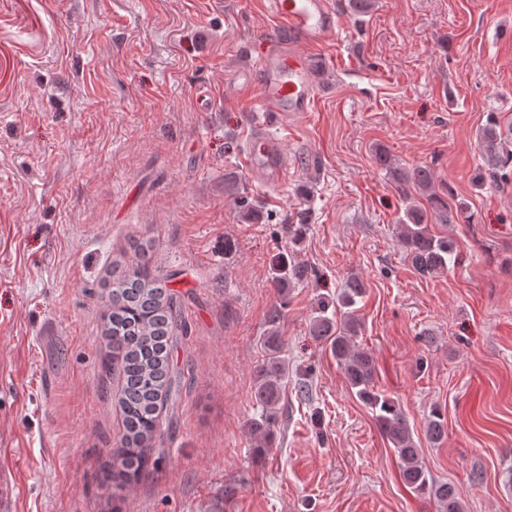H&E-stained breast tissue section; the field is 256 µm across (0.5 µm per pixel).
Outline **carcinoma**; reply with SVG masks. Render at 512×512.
<instances>
[{"label": "carcinoma", "instance_id": "carcinoma-1", "mask_svg": "<svg viewBox=\"0 0 512 512\" xmlns=\"http://www.w3.org/2000/svg\"><path fill=\"white\" fill-rule=\"evenodd\" d=\"M479 140L484 159L479 182H497L511 174L512 132H503L495 113L488 114ZM374 157L404 197L405 209L396 230L412 268L425 278L447 273L449 265L456 264L460 254L452 238L434 233L431 227L470 222L467 207L448 200L447 195L436 190L428 167L408 171L395 167L388 152L380 147L376 148ZM417 195L426 200V207L415 204ZM307 275V268L291 253L277 254L271 265V281L283 295ZM365 294L363 280L351 276L336 297L319 298L310 321V334L329 342L350 390L372 411L399 461L404 486L416 495L432 497L439 512H462L459 490L453 484L433 479L420 442L415 439L414 430L399 404L377 387L373 357L356 345L361 329L358 303ZM107 307L112 361L117 364L122 380L118 405L123 432L119 446L113 449L112 468L102 473L101 483L120 489L145 472L149 463L146 449L154 447L162 436L159 411L175 393L170 354L178 319L174 293L152 273L145 258L113 278ZM282 318L281 307H273L264 340L266 358L256 371L255 413L246 422L254 451L259 455L269 448L278 427L281 385L288 375V361L280 336ZM445 425L441 408L432 407L424 425L426 439L439 443L445 435Z\"/></svg>", "mask_w": 512, "mask_h": 512}]
</instances>
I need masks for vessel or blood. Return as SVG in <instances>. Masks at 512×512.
<instances>
[{
	"mask_svg": "<svg viewBox=\"0 0 512 512\" xmlns=\"http://www.w3.org/2000/svg\"><path fill=\"white\" fill-rule=\"evenodd\" d=\"M285 39L253 42L248 62L224 86L228 99L250 100L253 109L279 117L284 131L315 107L324 84L320 66L340 26L334 0H263ZM246 165L259 185L278 183L288 175L281 138L253 129Z\"/></svg>",
	"mask_w": 512,
	"mask_h": 512,
	"instance_id": "vessel-or-blood-1",
	"label": "vessel or blood"
}]
</instances>
